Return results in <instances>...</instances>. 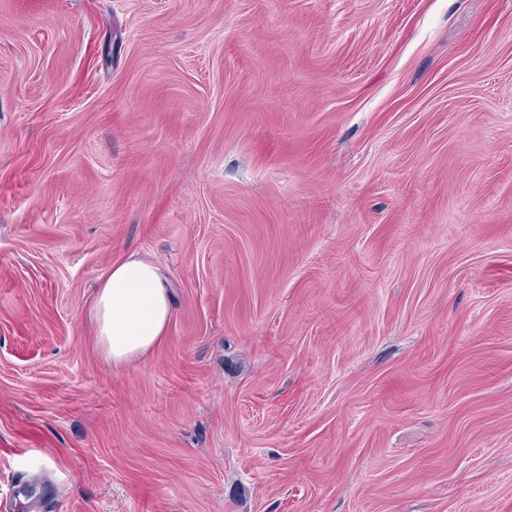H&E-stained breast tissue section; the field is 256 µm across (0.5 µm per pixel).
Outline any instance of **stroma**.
<instances>
[{"mask_svg":"<svg viewBox=\"0 0 512 512\" xmlns=\"http://www.w3.org/2000/svg\"><path fill=\"white\" fill-rule=\"evenodd\" d=\"M0 501L512 512V0H0ZM91 316L107 361L119 365L145 355L165 334L171 317L161 268L134 256L112 264L96 288Z\"/></svg>","mask_w":512,"mask_h":512,"instance_id":"35a3bbf8","label":"stroma"}]
</instances>
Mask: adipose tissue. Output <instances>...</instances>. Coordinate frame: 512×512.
<instances>
[{
	"instance_id": "adipose-tissue-1",
	"label": "adipose tissue",
	"mask_w": 512,
	"mask_h": 512,
	"mask_svg": "<svg viewBox=\"0 0 512 512\" xmlns=\"http://www.w3.org/2000/svg\"><path fill=\"white\" fill-rule=\"evenodd\" d=\"M91 316L107 361L119 365L145 355L164 335L171 317L160 267L134 256L114 263L94 293Z\"/></svg>"
}]
</instances>
